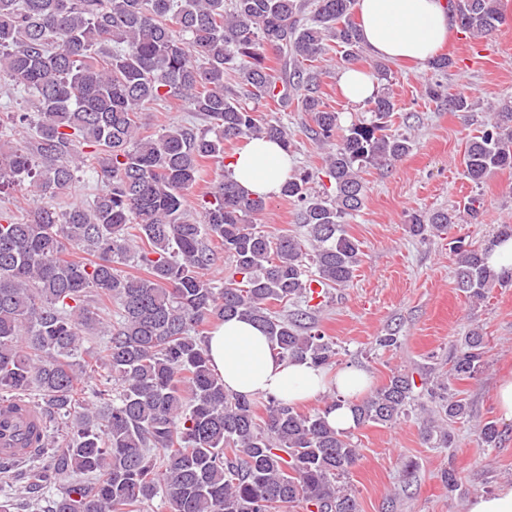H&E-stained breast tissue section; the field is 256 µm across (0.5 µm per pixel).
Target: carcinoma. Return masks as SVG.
<instances>
[{
  "label": "carcinoma",
  "mask_w": 512,
  "mask_h": 512,
  "mask_svg": "<svg viewBox=\"0 0 512 512\" xmlns=\"http://www.w3.org/2000/svg\"><path fill=\"white\" fill-rule=\"evenodd\" d=\"M459 28L488 35L508 21L501 0H448ZM357 0H0V82L22 86L38 119L30 136L0 143V189L25 183L39 196L67 191L91 168L103 186L92 203L59 213L48 207L0 216V394L44 399L47 424H61L40 451L24 487L32 512H142L161 496L172 512H358L346 479L361 459L348 432L329 427L322 408L304 413L273 397L229 392L211 368L203 330L240 317L262 327L283 360L330 369L336 343L312 317L313 285L345 286L361 262L346 229L362 210L369 165L402 160L411 138L393 128L388 94L365 102L367 119L343 128L320 92L313 63L340 49L343 65L365 57ZM233 71L239 90L225 83ZM427 95L466 112L463 90L435 84ZM178 98L209 120L206 132L172 125L144 133L143 106ZM297 101L310 133L330 146L324 167L288 176L280 195L299 205L309 245L270 237L256 219L266 200L231 177L224 146L267 138L290 145L286 127L256 105ZM12 112L3 129L29 125ZM224 167L198 207L189 197L203 162ZM512 168V102L465 147L463 175L479 185ZM327 178L331 191L311 183ZM448 211H414L411 236L448 230ZM504 224L479 247L456 246V287L480 301L512 285V271L489 264ZM232 265L208 277L220 254ZM135 263L134 275L119 266ZM118 305V320L106 302ZM279 305L280 311L272 310ZM292 306L287 311L285 307ZM91 336L100 350L83 358ZM485 336L472 330L429 396L441 419L468 416L448 393L452 380L485 368ZM415 381L396 372L353 403L357 425H392L414 400ZM423 442L455 447L434 420ZM494 421L477 439L495 445ZM84 478L72 482L75 474ZM67 484L41 506L40 492Z\"/></svg>",
  "instance_id": "cac0c4a2"
}]
</instances>
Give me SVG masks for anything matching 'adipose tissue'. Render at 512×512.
<instances>
[{
	"label": "adipose tissue",
	"instance_id": "1",
	"mask_svg": "<svg viewBox=\"0 0 512 512\" xmlns=\"http://www.w3.org/2000/svg\"><path fill=\"white\" fill-rule=\"evenodd\" d=\"M363 44L373 56L422 66L448 42L452 22L445 0H358ZM290 158L274 141L257 139L229 162L232 178L257 197L278 195L290 173ZM207 345L214 371L227 391L273 397L291 404L332 392L340 404L327 416L340 431L354 428L349 402L363 395L367 375L355 368L325 372L306 361L281 359L262 328L231 319L213 328Z\"/></svg>",
	"mask_w": 512,
	"mask_h": 512
}]
</instances>
